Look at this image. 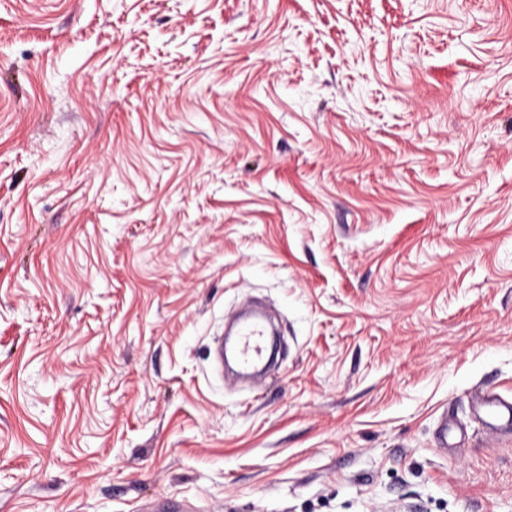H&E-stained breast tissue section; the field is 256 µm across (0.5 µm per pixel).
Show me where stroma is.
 I'll return each mask as SVG.
<instances>
[{"mask_svg":"<svg viewBox=\"0 0 512 512\" xmlns=\"http://www.w3.org/2000/svg\"><path fill=\"white\" fill-rule=\"evenodd\" d=\"M482 389L512 0H0V512H512ZM267 328V317L262 312L241 317L236 321L232 341L225 343V353H229L244 368L262 363L266 357Z\"/></svg>","mask_w":512,"mask_h":512,"instance_id":"35a3bbf8","label":"stroma"}]
</instances>
